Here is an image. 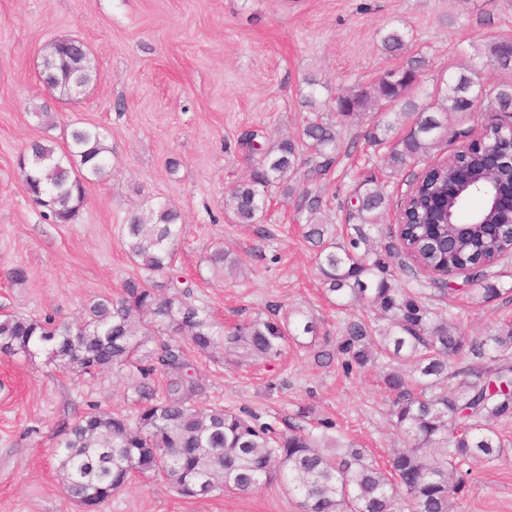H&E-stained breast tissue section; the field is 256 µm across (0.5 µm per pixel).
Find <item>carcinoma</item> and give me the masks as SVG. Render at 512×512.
Wrapping results in <instances>:
<instances>
[{"mask_svg": "<svg viewBox=\"0 0 512 512\" xmlns=\"http://www.w3.org/2000/svg\"><path fill=\"white\" fill-rule=\"evenodd\" d=\"M381 43L395 55L406 46L397 30ZM417 71L410 61L381 72L367 88L339 93L334 118H307L296 138L274 139L256 130L240 138L251 164L245 179L224 196V211L237 224H257L273 191L294 199L297 215L306 221L305 238L317 248L325 292L344 306L361 304L370 314L368 321L348 323L336 347L317 346V320L296 307L275 305L227 328L218 325L191 300L176 265L182 218L166 203L130 211L121 245L142 274L125 280L116 295L90 301L74 321L0 317L1 354L42 352L49 362L80 375L118 370L132 393L134 420L93 404L64 430L54 456L75 502L98 512L141 475L157 477L189 498L281 483L300 499L302 512H397L400 502L406 512H453V500L466 488L459 466L500 455L496 425L512 416V322L502 323L487 340L471 339L437 304L453 291L447 282L410 287L394 278L393 259L406 256L412 262L407 271L414 275L422 268H443L448 250L427 228L383 233L379 220L390 193L373 172L357 186L350 203L354 223L346 225L342 241L325 239L319 183L339 149L337 125L373 105L401 107L408 125L396 142L389 143V124L374 121L365 132L369 145H388V166L401 170L429 158L448 122L467 111L484 88L475 72L465 70L449 77L431 106L421 109L412 95ZM54 73V86L65 91L93 77L91 69L72 74L62 59ZM488 106L512 113V82L494 86ZM63 138L62 149L50 140L30 142L23 166L27 195L53 224L74 223L86 183L111 173L112 146L101 128L69 127ZM447 181L448 167L438 166L413 187L411 197L423 203ZM511 251L506 241L475 236L458 242L456 253L474 271L470 281L483 283L487 297L499 294L487 269ZM208 262L216 275L239 271L222 249L209 254ZM380 321L383 327L372 326ZM294 346L314 350L321 363L340 357L348 371L385 360L382 382L394 396L390 416L402 436L386 465L324 432L277 430L251 413L199 404L205 387L189 353L242 367L275 362ZM465 352L485 363L476 371L477 381L450 391L453 363Z\"/></svg>", "mask_w": 512, "mask_h": 512, "instance_id": "1", "label": "carcinoma"}]
</instances>
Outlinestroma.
Returning a JSON list of instances; mask_svg holds the SVG:
<instances>
[{"mask_svg":"<svg viewBox=\"0 0 512 512\" xmlns=\"http://www.w3.org/2000/svg\"><path fill=\"white\" fill-rule=\"evenodd\" d=\"M400 30L407 49L386 53L381 37ZM85 42L95 81L73 98L48 89L41 58L56 38ZM512 38V0H0V316L50 315L74 320L89 301L120 291L139 275L120 244L130 210L150 201L175 206L184 222L177 265L191 298L220 325L266 311L300 307L320 323L321 339L337 344L362 307L337 309L324 295L315 253L303 238L293 201L259 223L237 224L224 212V194L246 174L238 139L248 130L275 137L300 133L306 81H317L320 113L338 90L369 86L389 68L421 63L420 104L436 83L468 66L486 84L512 81L491 44ZM53 112L46 130L36 110ZM101 127L112 146V174L86 185L72 224L44 220L25 191L19 156L35 139L61 140L66 124ZM368 121L339 129L336 163L323 181L327 221L348 220L343 204L361 175L406 190L415 166L391 171L384 153L368 149ZM178 160L177 175L167 163ZM223 248L241 262L236 278L213 274L210 252ZM24 266L15 286L8 273ZM500 296L477 288L451 294L447 304L468 336L493 335L512 321V260L491 269ZM204 404L247 409L286 429L353 441L385 464L401 435L392 426L393 397L381 367L345 372L340 360L315 363L294 349L267 367L232 368L203 361ZM134 414L118 372L79 379L49 363L0 355V512H81L66 494L54 451L64 429L87 412ZM500 457L466 465L469 488L456 512H512V419L501 424ZM103 512H300L279 485L249 494L182 497L167 483L137 476Z\"/></svg>","mask_w":512,"mask_h":512,"instance_id":"1","label":"stroma"}]
</instances>
